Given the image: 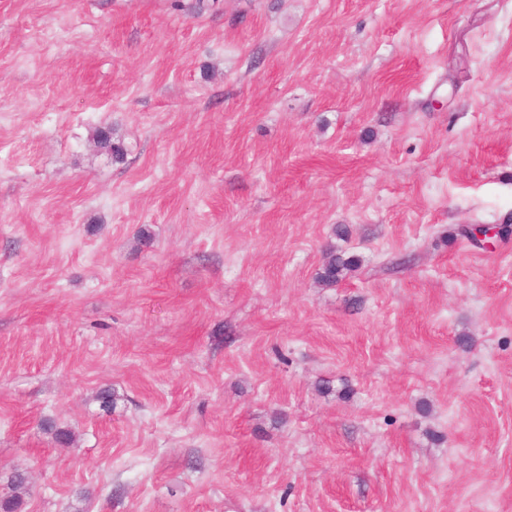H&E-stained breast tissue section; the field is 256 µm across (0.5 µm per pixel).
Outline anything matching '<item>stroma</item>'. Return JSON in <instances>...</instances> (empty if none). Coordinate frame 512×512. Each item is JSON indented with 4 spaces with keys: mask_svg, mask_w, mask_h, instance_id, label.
I'll list each match as a JSON object with an SVG mask.
<instances>
[{
    "mask_svg": "<svg viewBox=\"0 0 512 512\" xmlns=\"http://www.w3.org/2000/svg\"><path fill=\"white\" fill-rule=\"evenodd\" d=\"M171 2L0 0V495L512 512V0ZM354 264V259L345 258L340 253L330 251L324 257L322 267L318 273V280L325 286H333L347 272L351 271ZM27 478L22 472H16L10 479L11 494L0 498L1 512H20L24 505Z\"/></svg>",
    "mask_w": 512,
    "mask_h": 512,
    "instance_id": "stroma-1",
    "label": "stroma"
}]
</instances>
